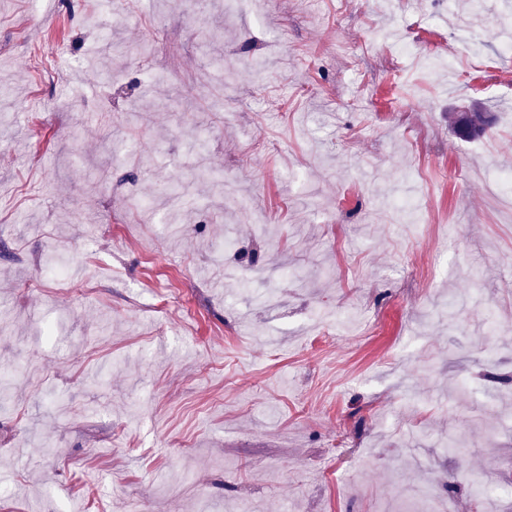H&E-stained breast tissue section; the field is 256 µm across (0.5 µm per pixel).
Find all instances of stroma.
I'll use <instances>...</instances> for the list:
<instances>
[{
    "label": "stroma",
    "mask_w": 512,
    "mask_h": 512,
    "mask_svg": "<svg viewBox=\"0 0 512 512\" xmlns=\"http://www.w3.org/2000/svg\"><path fill=\"white\" fill-rule=\"evenodd\" d=\"M511 18L0 0V512H482L469 473L512 484Z\"/></svg>",
    "instance_id": "1"
}]
</instances>
